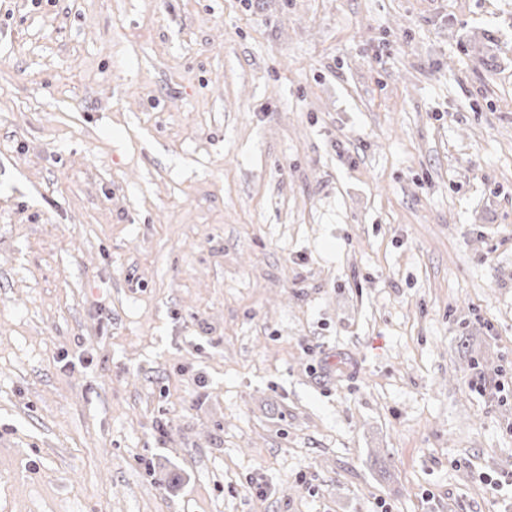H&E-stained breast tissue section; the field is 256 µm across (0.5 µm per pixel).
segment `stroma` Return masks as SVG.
Returning a JSON list of instances; mask_svg holds the SVG:
<instances>
[{
    "label": "stroma",
    "instance_id": "obj_1",
    "mask_svg": "<svg viewBox=\"0 0 512 512\" xmlns=\"http://www.w3.org/2000/svg\"><path fill=\"white\" fill-rule=\"evenodd\" d=\"M0 512H512V0H0Z\"/></svg>",
    "mask_w": 512,
    "mask_h": 512
}]
</instances>
